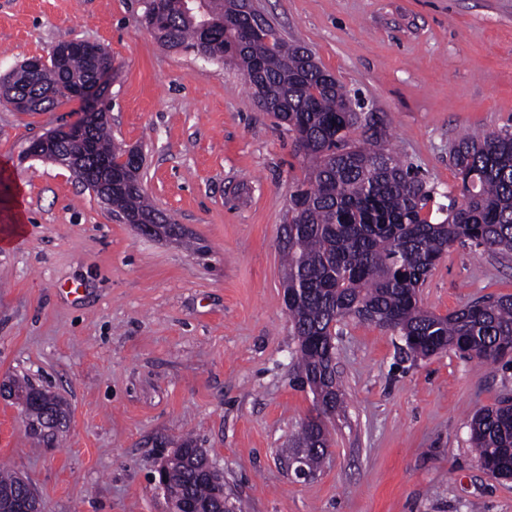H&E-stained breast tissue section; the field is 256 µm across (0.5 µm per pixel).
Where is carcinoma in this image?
I'll return each instance as SVG.
<instances>
[{
	"label": "carcinoma",
	"instance_id": "cac0c4a2",
	"mask_svg": "<svg viewBox=\"0 0 512 512\" xmlns=\"http://www.w3.org/2000/svg\"><path fill=\"white\" fill-rule=\"evenodd\" d=\"M152 4L143 0L141 22L164 48L196 57L205 53L235 67L252 100L300 140L305 174L290 187L282 225L283 288L297 340V374L308 379L314 395L335 411L343 404L336 347L328 336L352 314L398 333L423 357L453 350L497 364L512 353V296L476 300L446 316L425 310L419 299V288L456 243L512 254V131L466 134L453 144L449 161L460 193L437 207L444 219L434 223L427 207L435 188L390 147L384 127L350 111L355 97L340 81L325 77L309 49L288 43L268 19L264 42L239 43L242 0H199L193 15L184 12L182 0H165L161 16ZM111 68L112 57L101 46L92 55H69L62 71L33 72L23 62L0 78V98L19 112L49 111L78 98V89L95 86ZM361 126L371 134L358 145L350 132ZM85 151V181L112 176L129 215L166 225L165 237H185L182 227L145 197L143 163L112 142L107 120L91 122ZM10 386L43 424L29 432L32 441L53 447L67 426L62 401L28 379ZM470 427L479 460L512 479V403L480 410ZM328 448L327 423H311L301 425L285 453L306 449L316 467ZM173 456L165 479L170 496L194 512H243L220 499L219 478L206 473L204 449L185 439ZM28 494L22 478L0 471V512H14Z\"/></svg>",
	"mask_w": 512,
	"mask_h": 512
}]
</instances>
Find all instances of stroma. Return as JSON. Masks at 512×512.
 <instances>
[{"label":"stroma","instance_id":"35a3bbf8","mask_svg":"<svg viewBox=\"0 0 512 512\" xmlns=\"http://www.w3.org/2000/svg\"><path fill=\"white\" fill-rule=\"evenodd\" d=\"M383 124L437 193L457 192L448 149L512 129V0H255ZM142 0H0V76L59 42L113 58L104 98L115 143L145 156L143 189L197 249L139 236L57 164L23 155L76 121L0 103V379L28 378L68 411L35 447L0 400V466L40 512H169L151 481L183 438L205 448L244 512H512V480L486 474L473 414L512 398V366L452 351L413 356L401 336L346 319L336 330L344 397L331 454L309 480L282 448L316 413L294 371L280 235L303 178L293 137L234 69L163 48ZM512 295V254L453 245L420 291L445 316Z\"/></svg>","mask_w":512,"mask_h":512}]
</instances>
